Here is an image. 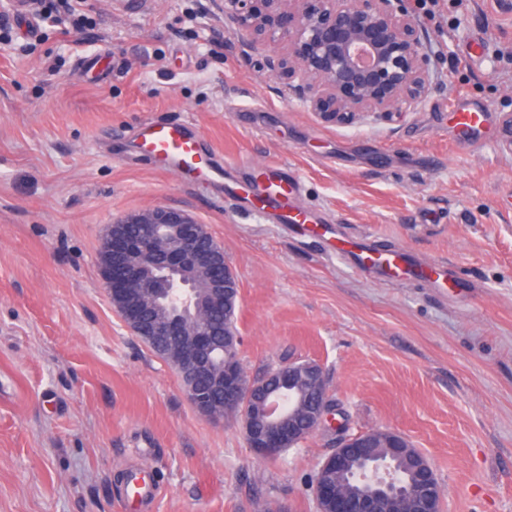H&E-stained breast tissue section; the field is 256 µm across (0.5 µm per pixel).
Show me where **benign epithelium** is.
Wrapping results in <instances>:
<instances>
[{
    "label": "benign epithelium",
    "mask_w": 512,
    "mask_h": 512,
    "mask_svg": "<svg viewBox=\"0 0 512 512\" xmlns=\"http://www.w3.org/2000/svg\"><path fill=\"white\" fill-rule=\"evenodd\" d=\"M205 12L222 14L234 25L242 53L259 54L279 80L282 93L294 94L323 118L347 123L366 112H405L430 89L422 34L404 0H207ZM102 279L112 291V305L139 338L178 336L177 372L191 404L214 421L224 418L218 406H236L248 447L277 458L296 447L330 418L328 409L295 419L282 402L270 397L276 387L293 390L298 371L318 391L325 390L322 367L310 360L270 368L261 380H247L236 359H224V376L212 373L214 330L199 317L188 326L175 316L140 325L142 305L161 299L160 273L177 277L169 299L187 308L194 275L210 270V293L203 309L224 308V293L239 289L234 271L220 255L204 247L200 223L189 213L153 206L128 213L110 224L100 243ZM392 456L410 462L414 486H402L394 466L374 462L358 478L371 486L359 495L339 481L324 479L331 468L340 476L366 447L365 435L337 434L339 445L318 462L312 494L316 512H443L445 488L426 455L396 431Z\"/></svg>",
    "instance_id": "obj_1"
}]
</instances>
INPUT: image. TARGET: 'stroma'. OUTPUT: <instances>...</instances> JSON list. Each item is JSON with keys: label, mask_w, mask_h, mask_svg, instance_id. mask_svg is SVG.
Here are the masks:
<instances>
[{"label": "stroma", "mask_w": 512, "mask_h": 512, "mask_svg": "<svg viewBox=\"0 0 512 512\" xmlns=\"http://www.w3.org/2000/svg\"><path fill=\"white\" fill-rule=\"evenodd\" d=\"M416 12L432 89L402 113L339 124L279 93L206 0H84L86 28L25 35L0 7V512H314L324 427L278 459L238 419L198 412L125 325L99 266L105 228L147 207L185 210L239 280L247 378L287 360L323 368L349 433L400 432L428 457L444 512H512V0ZM105 51L110 75L83 64ZM490 114L475 147L458 96ZM146 117L183 118L218 159L273 161L299 206L354 235L444 261L454 285L384 283L258 221L210 188L126 152ZM151 468L152 505L119 490Z\"/></svg>", "instance_id": "35a3bbf8"}]
</instances>
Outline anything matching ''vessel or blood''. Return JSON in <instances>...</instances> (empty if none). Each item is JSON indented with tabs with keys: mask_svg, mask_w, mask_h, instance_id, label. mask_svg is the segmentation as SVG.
Wrapping results in <instances>:
<instances>
[{
	"mask_svg": "<svg viewBox=\"0 0 512 512\" xmlns=\"http://www.w3.org/2000/svg\"><path fill=\"white\" fill-rule=\"evenodd\" d=\"M460 140L468 142L486 124V112L468 106L463 100L449 103ZM136 151L159 169L175 173L191 186H210L224 199L244 204L247 212L261 221H274L284 232L300 233L326 241L331 254L353 268L372 274L383 282H420L432 288L448 285V267L442 262L414 258L401 247L383 248L370 239L338 232L323 223L295 200L300 191L299 178L277 163L251 166L241 176L239 164L218 162L202 144L192 124L183 119L149 118L139 123L134 140ZM156 486L153 471L133 469L128 487L133 496L144 500Z\"/></svg>",
	"mask_w": 512,
	"mask_h": 512,
	"instance_id": "obj_1",
	"label": "vessel or blood"
}]
</instances>
